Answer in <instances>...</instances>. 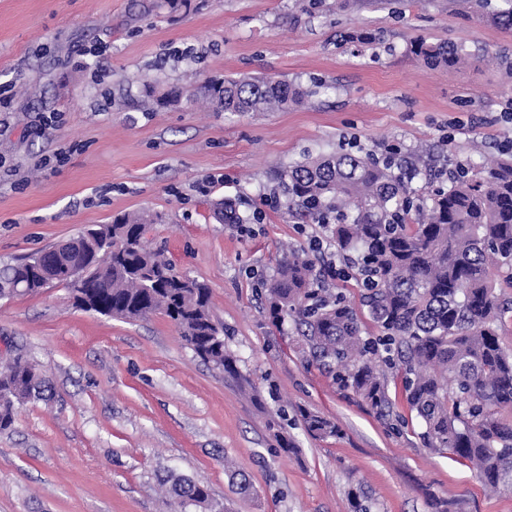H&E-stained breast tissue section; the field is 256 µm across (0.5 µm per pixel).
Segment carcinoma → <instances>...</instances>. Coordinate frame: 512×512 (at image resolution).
Masks as SVG:
<instances>
[{
  "label": "carcinoma",
  "instance_id": "obj_1",
  "mask_svg": "<svg viewBox=\"0 0 512 512\" xmlns=\"http://www.w3.org/2000/svg\"><path fill=\"white\" fill-rule=\"evenodd\" d=\"M411 49L427 67L468 58L455 45L416 40ZM197 94L243 113L285 107L303 91L285 80L247 77L206 82ZM279 180L301 219L330 226L361 291L357 304L326 292L322 275L291 251L263 282L271 323L293 319L312 360L382 418L393 414L388 376L400 377L426 447L471 463L492 489L512 488V417L504 415L512 412V352L497 332L512 303L495 292V278L512 271V155L462 168L426 198L396 166L343 149L296 162ZM217 215L225 224L247 223L231 200L218 204ZM157 221L147 212L113 220L110 248L81 233L70 241L71 261L60 266L53 249L0 264V299L63 285L79 307L101 316L162 314L201 360L236 374L211 289L146 245L145 226ZM363 310L377 335H363ZM48 391L46 372L23 356L1 369L0 432L14 425L17 406ZM299 413L307 435L338 434L331 419ZM166 491L184 509L228 512L200 481L173 478Z\"/></svg>",
  "mask_w": 512,
  "mask_h": 512
}]
</instances>
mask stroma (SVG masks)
I'll list each match as a JSON object with an SVG mask.
<instances>
[{"label": "stroma", "mask_w": 512, "mask_h": 512, "mask_svg": "<svg viewBox=\"0 0 512 512\" xmlns=\"http://www.w3.org/2000/svg\"><path fill=\"white\" fill-rule=\"evenodd\" d=\"M502 0H0V263L87 226L150 210L148 244L205 281L236 375L213 370L160 314L76 308L68 288L0 300V363L42 365L47 397L0 432V512H177L170 474L208 485L237 512H512L468 462L426 448L399 378L391 428L309 358L293 322L273 326L263 280L305 254L324 285L357 298L328 226L306 224L277 179L306 156L397 146L434 173L477 166L512 137V30ZM464 47L429 68L416 39ZM288 80L303 103L233 114L202 100L208 80ZM181 93L174 106L152 94ZM223 199L263 213L250 234L213 215ZM323 242L309 249L310 238ZM341 430L309 437L300 409ZM283 418L293 452L269 420ZM254 494L240 499L230 473Z\"/></svg>", "instance_id": "stroma-1"}]
</instances>
